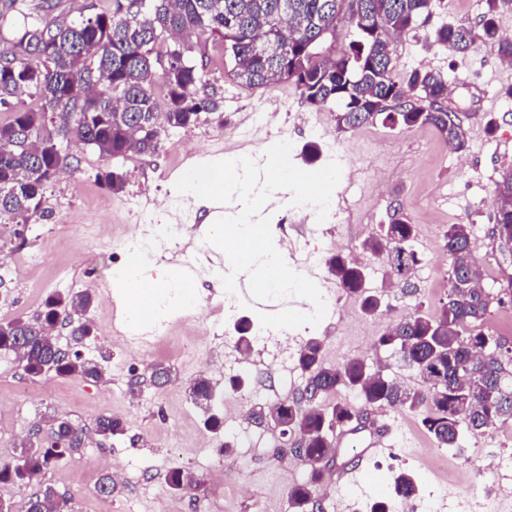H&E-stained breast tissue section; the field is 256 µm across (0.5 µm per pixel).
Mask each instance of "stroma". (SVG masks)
<instances>
[{"label":"stroma","mask_w":512,"mask_h":512,"mask_svg":"<svg viewBox=\"0 0 512 512\" xmlns=\"http://www.w3.org/2000/svg\"><path fill=\"white\" fill-rule=\"evenodd\" d=\"M483 11V0H434L429 16L392 43L397 77L428 69L447 80L448 101L467 134L465 151H453L431 127L402 129L378 121L337 129L334 107L310 106L291 84L239 86L230 76L232 63L214 46L205 55L208 88L223 96L229 124L240 125L243 132L260 130L257 145H243L240 136L219 140V127L205 118L188 130L162 131L151 152L116 160L126 177L125 190L117 195L94 180L95 172L107 167V159L87 148L75 149L73 171L47 189V217L27 225L20 239L13 225L0 224L1 251L15 254L31 247L40 253L24 279L12 266H0V321L35 318L59 272L80 281L96 273L106 286V297L95 300L88 313L93 335L77 345L66 326H56L53 334L61 348L75 347L84 357L98 360L104 378L31 377L15 354L0 352V460L11 458L35 432L48 431L53 416L65 415L83 428L82 444L41 480L69 497L71 512H182L186 499L200 512H289L288 491L296 477L307 476L309 467L292 455H274L282 441L279 431L251 413L271 401L298 397L304 374H297L295 386L282 388L276 358L263 354L257 358L259 375H243L239 390L226 387L233 375L235 326L244 319L259 325L258 307L243 300L231 318H224L216 311L224 302V288L206 270L193 282L196 304L162 315L164 332L127 324L115 301L120 283L114 278L112 249L134 234L128 218L145 196L162 199L173 194L188 152L196 165L242 156L261 159L270 146L287 140L291 159L301 170L315 171L332 161L355 169L354 178L342 179L338 186L353 206L351 223L309 219L310 240L326 257L334 253L337 237H344L366 267L367 288L382 294L385 306L377 315H365L359 298L324 274L334 304L318 325L288 330V341L296 350L308 340H318L326 364L363 358L405 387L423 389L411 369L391 352L375 348L374 341L408 312L418 309L432 315L446 301L448 226L471 225L482 288L498 289L512 275V251L492 234L495 184L512 168V98L503 94L512 86V65L488 46L462 54L429 40L431 32L445 24L478 25ZM319 134L325 142L318 146L317 159L304 161V148ZM398 218L415 225L412 246L422 258L411 279L413 291L406 295L391 286L385 262L362 251L364 241L381 237L387 224ZM483 329L505 342L501 362L512 375V296L490 306ZM157 363L172 370L166 385L151 379ZM201 376L215 386L221 416L263 433L265 447L243 459L221 454L223 433L205 427V414L190 394L191 383ZM110 413L125 420L126 432L105 440L96 434L95 420ZM365 416L368 422L393 426L396 443L369 463L382 487L353 491L348 512H369L381 501L389 512H401L391 483L402 470L415 478L419 489L408 512H479V502L491 491L499 496L502 512H512V481L497 482L486 467L491 453L512 456V419L497 421L478 434H464L457 447L441 449L414 412L383 406L367 410ZM438 455L446 463L436 468L432 459ZM205 464L223 469V481L206 479L199 489L182 494L168 486L172 469L197 473ZM106 473L113 486L108 496L97 489L99 477Z\"/></svg>","instance_id":"stroma-1"}]
</instances>
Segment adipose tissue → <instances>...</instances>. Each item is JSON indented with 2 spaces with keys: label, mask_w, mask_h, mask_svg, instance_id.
Returning a JSON list of instances; mask_svg holds the SVG:
<instances>
[{
  "label": "adipose tissue",
  "mask_w": 512,
  "mask_h": 512,
  "mask_svg": "<svg viewBox=\"0 0 512 512\" xmlns=\"http://www.w3.org/2000/svg\"><path fill=\"white\" fill-rule=\"evenodd\" d=\"M145 260L140 253H133L122 275V279L132 299L129 312L140 317L142 309L158 310L165 301L173 299L185 305L194 304L196 297L189 283L179 276L164 279H151L144 275Z\"/></svg>",
  "instance_id": "ef3b65f1"
}]
</instances>
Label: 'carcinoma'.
<instances>
[{"label": "carcinoma", "instance_id": "1", "mask_svg": "<svg viewBox=\"0 0 512 512\" xmlns=\"http://www.w3.org/2000/svg\"><path fill=\"white\" fill-rule=\"evenodd\" d=\"M432 0H113L110 12L64 7L61 0H6L0 11V224L26 225L48 209L46 191L72 167L73 148L83 146L105 159L153 150L162 127L190 129L202 115L224 125V99L206 92L209 71L203 60L211 43L234 62L231 74L246 88L275 83L295 86L314 107L337 106L336 126L352 129L380 120L404 128L430 126L453 150L466 149V132L448 110V83L441 74L414 70L399 79L389 38L416 27ZM512 0H485L478 27L446 24L432 33L436 44L466 53L484 44L512 62V39L499 33L498 15ZM355 38L338 49L342 23ZM281 45L273 57L263 42ZM164 111H159L155 86ZM25 96L30 103L15 105ZM96 180L114 194L123 192L125 175L107 168ZM493 235L512 246V170L496 182ZM414 225L398 219L385 234L363 244L381 258L390 280L405 289L420 263L410 242ZM471 227L448 225L445 233L451 288L439 312L415 310L384 331L379 348L392 349L430 385V393L405 388L362 358L336 365L322 361L321 346L311 341L298 353L306 375L299 400H284L267 410L280 427L304 443L289 452L310 464L308 478L289 491L294 512H315L316 489L324 477L322 462L330 457V435L358 419L368 408H406L422 417V425L440 448H452L463 432L476 434L506 417L512 419V388L503 385L500 361L504 344L481 326L489 311L488 292L464 280L477 276L471 250ZM329 273L374 315L381 297L365 288V266L341 254L327 259ZM93 294L87 290L51 293L39 317L0 322V351L17 353L27 374L102 378L103 368L80 353L58 345L50 329L62 321L82 340L92 334L87 313ZM341 390L358 394L362 407L338 400L321 401ZM194 401L210 406L213 387L205 377L191 388ZM96 432L120 436L123 421L102 415ZM83 430L66 417L51 422L47 444L21 443L0 461V484L27 485L76 450ZM395 495L416 494L413 476H393ZM69 499L42 484L24 503V512H68Z\"/></svg>", "mask_w": 512, "mask_h": 512}]
</instances>
